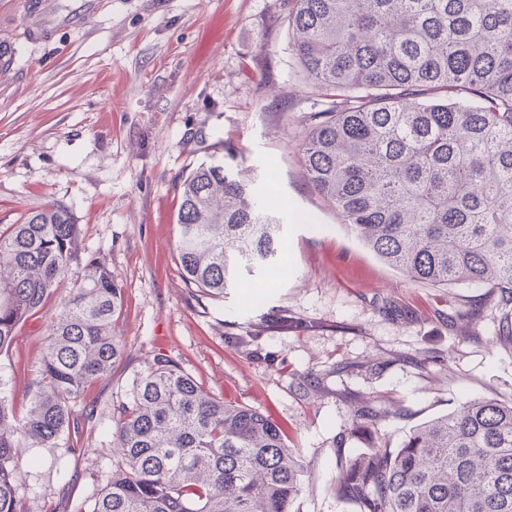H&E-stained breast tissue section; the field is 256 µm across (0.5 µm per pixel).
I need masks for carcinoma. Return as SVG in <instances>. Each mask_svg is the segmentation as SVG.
<instances>
[{
  "label": "carcinoma",
  "instance_id": "1",
  "mask_svg": "<svg viewBox=\"0 0 512 512\" xmlns=\"http://www.w3.org/2000/svg\"><path fill=\"white\" fill-rule=\"evenodd\" d=\"M288 28L327 100L301 148L314 190L409 282L489 289L449 327L512 309V0H294ZM180 188L187 284L222 298L287 265L252 181L202 162ZM57 292L24 417L0 378V512H29L15 495L20 449L80 451L72 436L96 411L77 403L126 354L116 276L85 252L72 210L48 202L0 225V354ZM494 342L512 350V313ZM387 416L358 410L371 447L339 459L338 497L360 512H512V397L469 400L397 448L380 432ZM112 421L115 470L91 512H294L305 469L282 426L211 396L172 357L154 356Z\"/></svg>",
  "mask_w": 512,
  "mask_h": 512
}]
</instances>
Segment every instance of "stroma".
I'll return each instance as SVG.
<instances>
[{
	"label": "stroma",
	"instance_id": "1",
	"mask_svg": "<svg viewBox=\"0 0 512 512\" xmlns=\"http://www.w3.org/2000/svg\"><path fill=\"white\" fill-rule=\"evenodd\" d=\"M28 3L0 0L12 49L0 63V225L68 206L83 248L122 288L127 348L84 395L98 415L83 453L23 449L17 495L31 512L93 505L112 475V403L158 354L282 425L307 470L298 512H359L336 483L338 455L370 445L354 428L362 403L389 410L381 429L395 448L467 400L512 395V352L493 336L500 310L484 308L467 338L445 322L480 289L408 282L306 180L300 145L321 98L292 52V0H53L58 17L84 19L48 41L32 38ZM211 160L268 190L288 255L285 277L219 299L186 285L176 252L179 180ZM57 310L49 300L0 356L17 413Z\"/></svg>",
	"mask_w": 512,
	"mask_h": 512
}]
</instances>
